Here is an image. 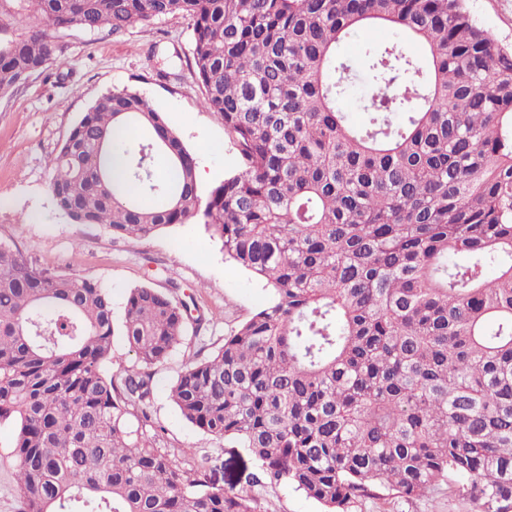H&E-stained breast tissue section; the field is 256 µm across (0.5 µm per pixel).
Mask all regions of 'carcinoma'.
<instances>
[{
    "mask_svg": "<svg viewBox=\"0 0 512 512\" xmlns=\"http://www.w3.org/2000/svg\"><path fill=\"white\" fill-rule=\"evenodd\" d=\"M56 32L191 21L193 75L238 169L202 193L197 161L142 93L100 97L49 159L56 208L147 238L202 224L273 292L194 358L170 398L258 463L228 488L151 424L153 368L190 308L108 289L0 243V420H14L24 512H255L285 483L327 508L466 481L512 512V50L464 0H37ZM365 47L352 125L346 38ZM419 41V58L405 45ZM44 30L0 46V93L55 59ZM147 131L148 142L123 133ZM173 176L155 172V156ZM498 267L493 281L484 277ZM136 364L109 370L114 337Z\"/></svg>",
    "mask_w": 512,
    "mask_h": 512,
    "instance_id": "1",
    "label": "carcinoma"
}]
</instances>
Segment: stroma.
Listing matches in <instances>:
<instances>
[{
    "instance_id": "obj_1",
    "label": "stroma",
    "mask_w": 512,
    "mask_h": 512,
    "mask_svg": "<svg viewBox=\"0 0 512 512\" xmlns=\"http://www.w3.org/2000/svg\"><path fill=\"white\" fill-rule=\"evenodd\" d=\"M465 6L479 26L512 47V0H465ZM49 37L60 47L55 61L0 94V242L42 267L76 271L105 286L115 314H122L130 291L139 287L173 291L176 300L204 312V322H188L183 344L156 369L152 418L172 452L191 448L211 457L225 481L245 477L254 468L247 452L187 423L169 389L195 350L208 355L221 347L226 334L267 304L271 289L227 262L220 241L203 225L175 226L145 239L115 237L104 225L73 223L56 209L50 190V156L99 97L126 88L146 95L195 154L205 173L201 188L236 169L224 120L204 107L191 75L190 22L169 17L120 36L71 30ZM14 429L12 421L0 420V512H22ZM254 496L256 512H325L286 484L255 487ZM352 512H472V504L441 485L410 500L392 492L363 497Z\"/></svg>"
}]
</instances>
